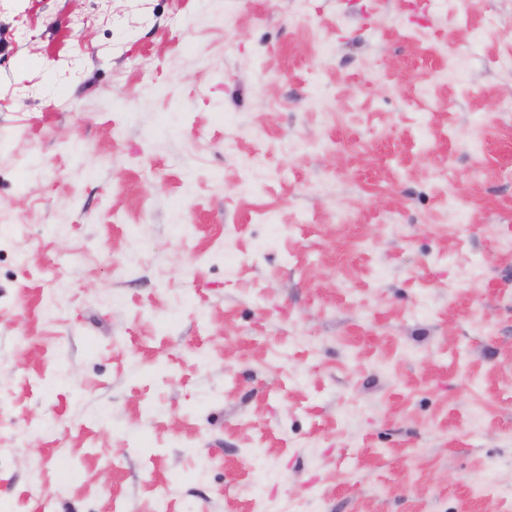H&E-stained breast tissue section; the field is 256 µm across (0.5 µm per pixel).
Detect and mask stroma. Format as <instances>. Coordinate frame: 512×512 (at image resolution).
I'll return each mask as SVG.
<instances>
[{
  "label": "stroma",
  "instance_id": "35a3bbf8",
  "mask_svg": "<svg viewBox=\"0 0 512 512\" xmlns=\"http://www.w3.org/2000/svg\"><path fill=\"white\" fill-rule=\"evenodd\" d=\"M510 52L512 0H0V512H512Z\"/></svg>",
  "mask_w": 512,
  "mask_h": 512
}]
</instances>
